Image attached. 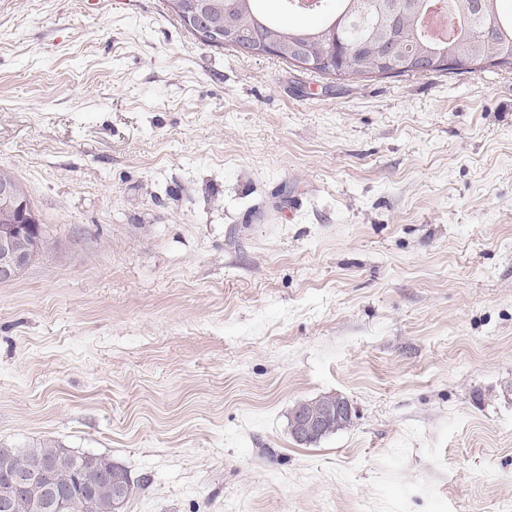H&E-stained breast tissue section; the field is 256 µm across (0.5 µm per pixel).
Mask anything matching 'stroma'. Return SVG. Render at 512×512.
I'll return each instance as SVG.
<instances>
[{
	"label": "stroma",
	"mask_w": 512,
	"mask_h": 512,
	"mask_svg": "<svg viewBox=\"0 0 512 512\" xmlns=\"http://www.w3.org/2000/svg\"><path fill=\"white\" fill-rule=\"evenodd\" d=\"M0 446L126 512H512V70L331 83L164 0H0ZM339 394L347 428L293 439ZM0 208L13 224H0V282L21 274L35 259L22 243L23 236L40 234L43 225L20 184L10 173L0 174Z\"/></svg>",
	"instance_id": "35a3bbf8"
}]
</instances>
